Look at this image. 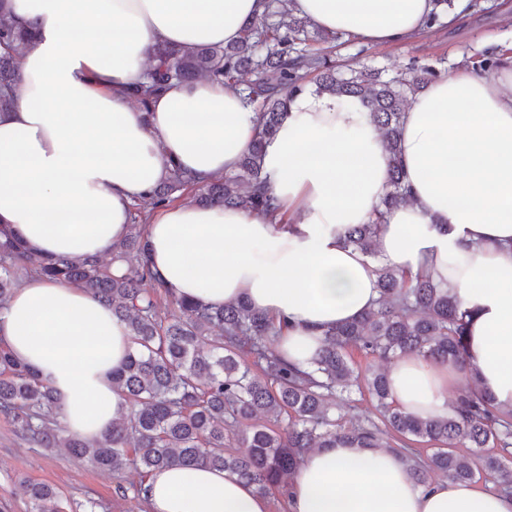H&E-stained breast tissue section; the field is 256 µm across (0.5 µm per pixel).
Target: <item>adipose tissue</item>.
Segmentation results:
<instances>
[{"mask_svg": "<svg viewBox=\"0 0 512 512\" xmlns=\"http://www.w3.org/2000/svg\"><path fill=\"white\" fill-rule=\"evenodd\" d=\"M36 34L20 59L18 101L0 113V226L44 255L100 257L128 233L134 203L170 170L204 180L236 169L256 129L237 91L207 80L147 110L128 89L153 46L225 45L262 0H10ZM311 25L367 45L421 31L431 0H293ZM408 202L388 210L368 256L345 231L387 191L389 157L359 107L307 91L267 144L262 168L279 218L167 204L145 227L150 267L175 297L247 301L288 322L277 350L309 369L331 328L379 298L380 267L423 274L467 313L479 386L512 410V61L492 76L461 69L413 96L402 121ZM0 346L50 387L68 434L92 440L129 405L112 373L133 350L110 307L70 283L24 279L0 307ZM464 369L419 355L390 367L393 401L421 418L448 412ZM148 512H270L237 476L178 465L146 481ZM290 512H512V494L446 479L416 485L389 448L309 451L289 482Z\"/></svg>", "mask_w": 512, "mask_h": 512, "instance_id": "adipose-tissue-1", "label": "adipose tissue"}]
</instances>
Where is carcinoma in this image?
Here are the masks:
<instances>
[{"mask_svg":"<svg viewBox=\"0 0 512 512\" xmlns=\"http://www.w3.org/2000/svg\"><path fill=\"white\" fill-rule=\"evenodd\" d=\"M287 0H264V12L239 39L226 45L156 46L146 81L129 87L142 110L173 86L206 78L243 93L257 112V132L236 169L198 182L180 169L161 181L150 197L133 205L134 217L112 261L98 257L55 259L28 249L0 227V306L22 279L32 274L83 288L112 307L134 345L112 383L130 404L129 415L101 437L88 441L66 434L58 421L51 389L31 367L0 347V418L26 443L65 448L107 472L133 466L147 478L170 465L207 466L229 471L266 497L287 495V481L302 455L313 448L357 446L390 448L404 459L420 485L438 472L456 481L486 475L512 492V413L500 410L475 382L459 389L452 412L419 418L391 398L386 369L395 357L418 354L441 364L466 362L467 312L424 275L382 267L379 300L360 318L325 334L312 373L300 371L276 350L277 324L245 302L208 307L155 292L158 284L145 261L148 213L157 205L193 193L201 205L277 212L263 175L261 157L300 93L315 85L348 106H359L383 135L390 157L388 192L367 223L351 226L346 242L374 255L377 227L384 213L407 201L399 160L401 121L409 97L441 77L433 66L410 65L384 77L365 67L332 59L341 34L308 30L307 21L287 9ZM455 0H434L424 31L446 26ZM32 33L15 25L0 0V112L17 102V59ZM504 49H487L463 61L484 73L504 64ZM244 73L253 79L243 84ZM368 360L356 363L349 349ZM357 391L375 401L373 409L349 419L331 414L336 399ZM433 445L426 456L416 443ZM471 449L468 455L457 448ZM31 512H60L59 494L48 484H21Z\"/></svg>","mask_w":512,"mask_h":512,"instance_id":"cac0c4a2","label":"carcinoma"}]
</instances>
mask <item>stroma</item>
I'll return each instance as SVG.
<instances>
[{"label": "stroma", "instance_id": "stroma-1", "mask_svg": "<svg viewBox=\"0 0 512 512\" xmlns=\"http://www.w3.org/2000/svg\"><path fill=\"white\" fill-rule=\"evenodd\" d=\"M498 2L487 0L488 13L468 19L454 32L438 28L396 44L368 47L355 36H346L336 49V59L390 75L414 62L435 66L444 58L452 64L492 45H511L512 18L504 17ZM25 481L56 487L62 495L61 512H146L132 491L140 482L136 471H126L118 478L86 461L65 456L63 449L28 445L16 436L12 426L0 420V512H30L21 491ZM120 484L127 488V495H117Z\"/></svg>", "mask_w": 512, "mask_h": 512}]
</instances>
